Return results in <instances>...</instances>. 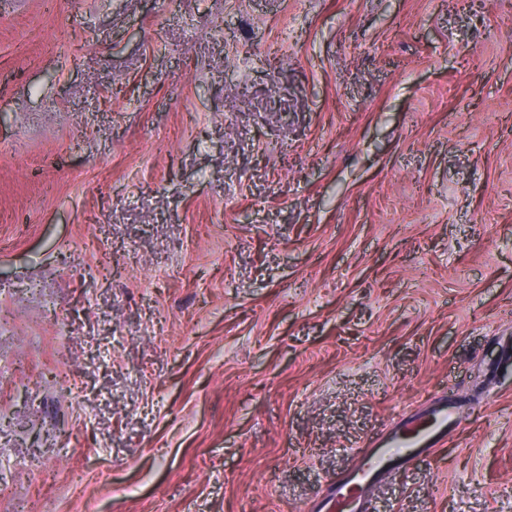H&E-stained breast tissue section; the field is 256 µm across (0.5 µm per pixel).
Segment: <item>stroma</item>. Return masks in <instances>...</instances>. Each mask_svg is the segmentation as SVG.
Returning <instances> with one entry per match:
<instances>
[{"label":"stroma","instance_id":"1","mask_svg":"<svg viewBox=\"0 0 512 512\" xmlns=\"http://www.w3.org/2000/svg\"><path fill=\"white\" fill-rule=\"evenodd\" d=\"M511 340L512 0H0V512H311L452 374L368 512H512Z\"/></svg>","mask_w":512,"mask_h":512}]
</instances>
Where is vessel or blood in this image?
Here are the masks:
<instances>
[{
  "instance_id": "1",
  "label": "vessel or blood",
  "mask_w": 512,
  "mask_h": 512,
  "mask_svg": "<svg viewBox=\"0 0 512 512\" xmlns=\"http://www.w3.org/2000/svg\"><path fill=\"white\" fill-rule=\"evenodd\" d=\"M432 402L427 411L404 412L398 423L378 434L355 467L336 475L314 503V512H368L373 488L387 475L446 446L460 425L456 405L444 393L433 396Z\"/></svg>"
}]
</instances>
